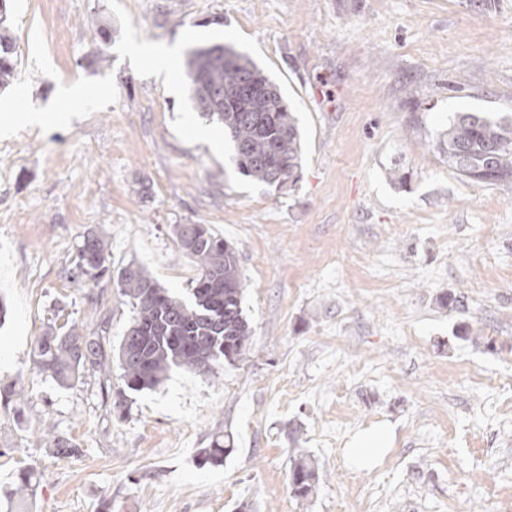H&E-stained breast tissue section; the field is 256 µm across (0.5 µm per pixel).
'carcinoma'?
I'll return each mask as SVG.
<instances>
[{
    "mask_svg": "<svg viewBox=\"0 0 512 512\" xmlns=\"http://www.w3.org/2000/svg\"><path fill=\"white\" fill-rule=\"evenodd\" d=\"M7 22V0H0V89L15 75V39ZM184 76L200 116L224 126L241 175L277 187L297 180L302 162L297 120L279 85L250 57L224 43L198 47L187 55ZM436 150L468 180L512 183V115L456 112L436 140ZM174 234L180 250L198 266L189 301L170 294L134 261L118 273V287L135 309L119 347L122 385L111 394V407L120 412L129 394L155 389L175 369L208 375L226 361L235 362L251 336L234 247L205 224H177ZM110 276L106 237L90 231L78 249L73 280L97 283ZM35 357L61 383L90 369L112 371L94 335L49 332L37 340ZM230 452L216 440L200 449L199 457L217 464ZM316 483L309 460L293 462L289 489L295 498L308 499Z\"/></svg>",
    "mask_w": 512,
    "mask_h": 512,
    "instance_id": "obj_1",
    "label": "carcinoma"
}]
</instances>
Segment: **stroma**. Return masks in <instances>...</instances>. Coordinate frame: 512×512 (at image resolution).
<instances>
[{
	"label": "stroma",
	"mask_w": 512,
	"mask_h": 512,
	"mask_svg": "<svg viewBox=\"0 0 512 512\" xmlns=\"http://www.w3.org/2000/svg\"><path fill=\"white\" fill-rule=\"evenodd\" d=\"M18 57L0 93V512H512V184L473 183L431 143L455 112L512 113V11L493 0H10ZM215 43L280 85L302 169L240 175L193 107L186 55ZM176 48L173 57L164 56ZM82 85L87 100L65 103ZM43 123H29L31 112ZM238 252L252 335L215 373L59 385L48 330L117 355L133 307L69 278L89 231L188 298L174 227ZM460 297L463 309L448 307ZM390 432L357 462L353 438ZM73 442L66 456L48 433ZM232 436L219 465L198 451ZM317 472L309 499L293 460ZM31 472L27 494L13 488ZM317 474L307 459H297L289 471V489L297 499H308L316 489Z\"/></svg>",
	"instance_id": "stroma-1"
}]
</instances>
